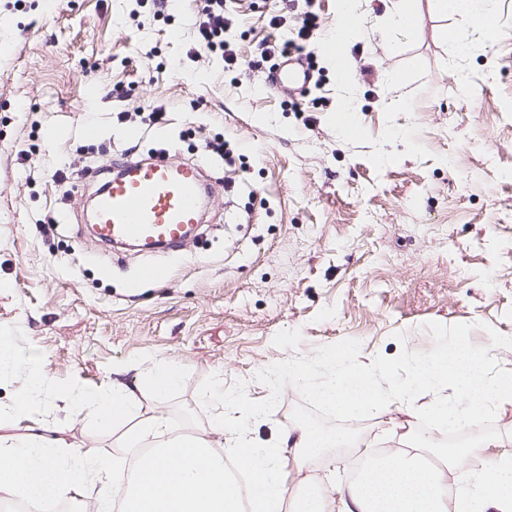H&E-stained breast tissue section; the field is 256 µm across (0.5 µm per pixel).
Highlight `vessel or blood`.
I'll use <instances>...</instances> for the list:
<instances>
[{
  "mask_svg": "<svg viewBox=\"0 0 512 512\" xmlns=\"http://www.w3.org/2000/svg\"><path fill=\"white\" fill-rule=\"evenodd\" d=\"M307 82L304 67L289 60L269 73L264 87L276 92ZM209 191L203 170L171 153L121 157L94 193V236L106 246L135 240L162 250L180 248L188 229L204 224Z\"/></svg>",
  "mask_w": 512,
  "mask_h": 512,
  "instance_id": "obj_1",
  "label": "vessel or blood"
}]
</instances>
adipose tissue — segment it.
<instances>
[{
    "mask_svg": "<svg viewBox=\"0 0 512 512\" xmlns=\"http://www.w3.org/2000/svg\"><path fill=\"white\" fill-rule=\"evenodd\" d=\"M436 2L441 14L470 17L482 36L497 25L494 0ZM511 351L512 336L490 337L482 347L456 336L428 358L406 354V380L387 385L379 381L373 363L361 361L348 347L320 354V362L333 373L326 384H314L300 363L274 370L273 379L301 389L340 415L379 416L395 408L410 415L407 448L377 455L358 479L340 487L305 468L345 443L346 432L298 422L275 443L257 445L218 385L205 394L219 409L209 430L170 436L163 405L182 383L178 363H156L147 379L134 385L116 378L92 394L72 386L66 394L76 412H95L106 428L124 426L123 440L133 452L131 466H109L59 438L0 435V497L73 501L86 485L112 483L125 491L121 507L113 508L111 498L102 496L95 501V512H512V454L497 451L492 437L467 444L435 438L437 432H460L471 421L512 405V372H487L493 353ZM0 374L18 382L11 404L18 421L29 419L36 401L55 387L41 361L21 358L5 338L0 340ZM147 396L155 407L145 416L141 408ZM224 435L232 443L227 453L216 448L217 438ZM288 451L298 472L293 482L283 469ZM229 453L250 475L247 491H240L225 473Z\"/></svg>",
    "mask_w": 512,
    "mask_h": 512,
    "instance_id": "1",
    "label": "adipose tissue"
}]
</instances>
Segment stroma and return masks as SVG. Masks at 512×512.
<instances>
[{
  "label": "stroma",
  "mask_w": 512,
  "mask_h": 512,
  "mask_svg": "<svg viewBox=\"0 0 512 512\" xmlns=\"http://www.w3.org/2000/svg\"><path fill=\"white\" fill-rule=\"evenodd\" d=\"M396 3L357 0L347 98L325 42L340 0H314L324 84L290 112L293 90L266 92L251 65L261 42L290 34L269 25L281 0H224L241 61L230 72L196 50V0H179L170 18L153 0H0V337L58 385L88 392L180 363L165 409L181 434L209 427L216 411L203 394L219 383L258 443L305 415L372 449L396 447L384 418H339L265 375L295 361L325 383L318 355L356 343L400 381L406 352L512 335V0H496L487 41L434 0H416L417 26L397 30ZM115 86L128 96L112 97ZM151 105L167 124L141 123ZM58 126L67 137L50 141ZM208 137L224 138L230 157L206 154ZM133 143L141 156L177 147L232 183L181 252L107 247L90 232L96 183L73 173L107 170ZM147 264L166 267V282H137ZM14 388L0 380V435L34 431L122 457L121 431L75 420L61 394L11 421ZM258 406L265 419L253 418Z\"/></svg>",
  "instance_id": "stroma-1"
}]
</instances>
